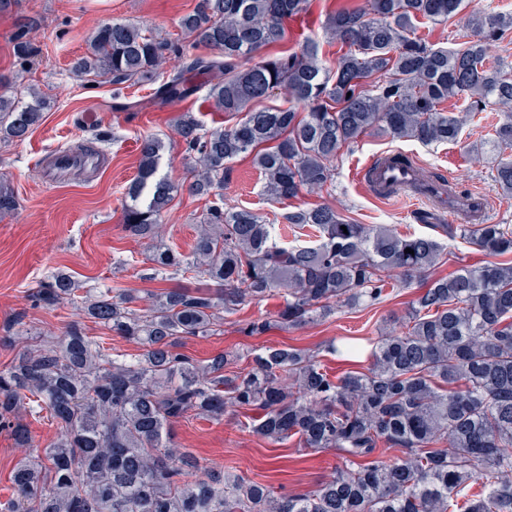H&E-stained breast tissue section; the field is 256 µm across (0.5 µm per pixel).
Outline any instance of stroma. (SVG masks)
Masks as SVG:
<instances>
[{"mask_svg": "<svg viewBox=\"0 0 512 512\" xmlns=\"http://www.w3.org/2000/svg\"><path fill=\"white\" fill-rule=\"evenodd\" d=\"M198 0H0V75L7 76L12 91H39L47 99L43 119L21 142L0 141V180L17 198L16 210L0 214V327L21 318L22 330L55 337L67 324L79 320L73 304L64 302L48 309L30 306V295L39 283L62 270L89 286L129 288L140 305L162 288L185 284L178 275L154 279L144 240L123 227L124 190L138 174L139 144L143 136L158 137L161 147L157 175L178 184L179 191L165 212L161 234L169 245L190 252L204 199L192 196L186 184L191 174L182 154L176 118L189 110L206 126L223 121L204 94L185 102L156 105L148 85L117 88L109 77L86 83L72 72L84 55L96 27L123 21L147 25L161 37L180 39L178 20L191 12ZM357 0H308L305 13L289 21V48L306 39L316 40L327 58L338 47L328 43L323 23L327 15L356 4ZM27 30L35 55L18 64L13 54L14 37ZM140 101L136 112L114 110L115 98ZM485 138V131L465 126L459 144H422L396 140L385 134H369L343 149L335 160L332 185L320 193H302L293 204L267 200L262 180L250 158L234 161L224 185L227 206L251 210L266 223L276 224L289 206L328 204L355 224H387L402 234H425L420 219L425 205H413L404 197L376 201L358 181L359 169L374 157L399 150L412 155L425 172L453 178L466 191L489 194L491 224L512 225V198L493 191L494 160L484 153L474 161L466 150ZM63 150H94L102 157L96 169H72L57 174L53 157ZM415 291L389 283L384 301L362 311L340 308L335 316L299 329H272L249 336L244 326L257 318H274L282 300L253 301L225 315L222 333L209 338H189L180 353L203 362L217 353L237 351L250 355L263 347L288 344L312 353L345 338H375L387 331L390 319L405 321ZM178 447L199 458L202 465L225 473L271 484L288 495L318 489L345 462L335 450L311 451L288 442L279 446L256 434L242 409L228 408L223 421L195 416L171 426Z\"/></svg>", "mask_w": 512, "mask_h": 512, "instance_id": "1", "label": "stroma"}]
</instances>
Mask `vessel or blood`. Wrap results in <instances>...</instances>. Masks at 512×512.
<instances>
[{
  "instance_id": "b4317fda",
  "label": "vessel or blood",
  "mask_w": 512,
  "mask_h": 512,
  "mask_svg": "<svg viewBox=\"0 0 512 512\" xmlns=\"http://www.w3.org/2000/svg\"><path fill=\"white\" fill-rule=\"evenodd\" d=\"M359 178L364 192L380 201L403 196L418 203H438L471 224L484 223L488 215L484 195L460 190L449 177L442 181L427 180L413 158L399 151L368 161Z\"/></svg>"
}]
</instances>
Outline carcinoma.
<instances>
[{
	"label": "carcinoma",
	"mask_w": 512,
	"mask_h": 512,
	"mask_svg": "<svg viewBox=\"0 0 512 512\" xmlns=\"http://www.w3.org/2000/svg\"><path fill=\"white\" fill-rule=\"evenodd\" d=\"M306 4L199 0L179 20L206 49L199 54L138 24L104 23L75 62L80 78L154 85L160 105L196 95L198 78L207 84L206 100L224 113V125L207 127L189 110L177 120L192 163L188 190L213 198L191 253L155 242L174 185L156 178L160 146L152 136L141 140L124 226L149 241L156 273L172 268L208 286L168 288L140 309L128 288L91 287L80 296L82 286L63 271L32 292L36 306L76 304L140 353L116 354L79 324L18 349L0 370V423L30 448L25 416L45 412L59 436L16 464L14 495L0 512H74L78 501L82 512H512V226L433 225L499 261L461 258L455 271L427 282L443 256L434 237L353 224L321 204L280 215L297 241L282 246L275 225L224 205L222 194L242 154L263 176L264 194L282 202L332 183L340 151L366 134L456 142L480 113L496 112L484 145L496 153L495 188L512 197V61L492 55L512 30V13H473L467 33L441 48L419 38L418 26L448 21L465 0H362L327 19V38L339 45L334 60L309 39L244 63L284 45L287 21ZM14 55L22 64L34 55L24 31ZM170 59L162 78L159 67ZM283 89L293 105L250 108ZM462 97L470 100L465 112L443 107ZM43 110L38 97L23 103L1 93L0 140H24ZM389 279L422 288L404 329L369 340L365 365L356 363L358 347L329 344L327 353L355 364L340 375L293 346H267L239 371L231 352L201 363L175 351L186 338L221 333L224 315L247 302L284 298L275 320L247 324V335L259 336L326 319L338 304L375 306ZM228 403L254 412L253 428L271 442L335 449L348 469L311 495L203 469L174 446L170 427L190 412L219 422ZM474 479L483 491L470 495Z\"/></svg>",
	"instance_id": "cac0c4a2"
}]
</instances>
